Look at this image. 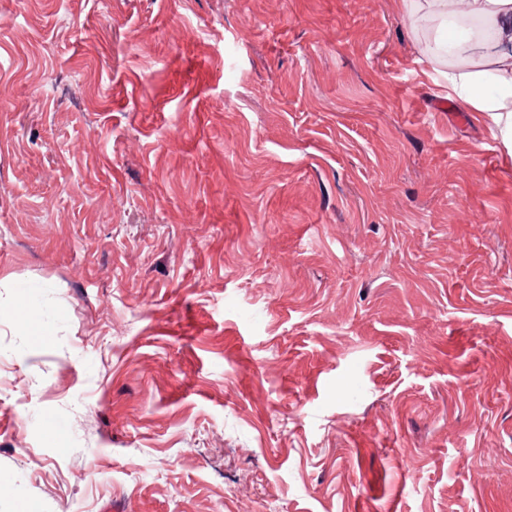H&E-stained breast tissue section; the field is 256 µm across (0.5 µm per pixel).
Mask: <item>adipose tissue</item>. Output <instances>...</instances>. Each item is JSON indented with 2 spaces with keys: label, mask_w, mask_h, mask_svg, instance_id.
Returning a JSON list of instances; mask_svg holds the SVG:
<instances>
[{
  "label": "adipose tissue",
  "mask_w": 512,
  "mask_h": 512,
  "mask_svg": "<svg viewBox=\"0 0 512 512\" xmlns=\"http://www.w3.org/2000/svg\"><path fill=\"white\" fill-rule=\"evenodd\" d=\"M422 15L454 61L433 66L435 81L468 112L480 113L512 149V0H397Z\"/></svg>",
  "instance_id": "obj_1"
}]
</instances>
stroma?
<instances>
[{"label":"stroma","instance_id":"1","mask_svg":"<svg viewBox=\"0 0 512 512\" xmlns=\"http://www.w3.org/2000/svg\"><path fill=\"white\" fill-rule=\"evenodd\" d=\"M428 36L0 0V512H512V159Z\"/></svg>","mask_w":512,"mask_h":512}]
</instances>
